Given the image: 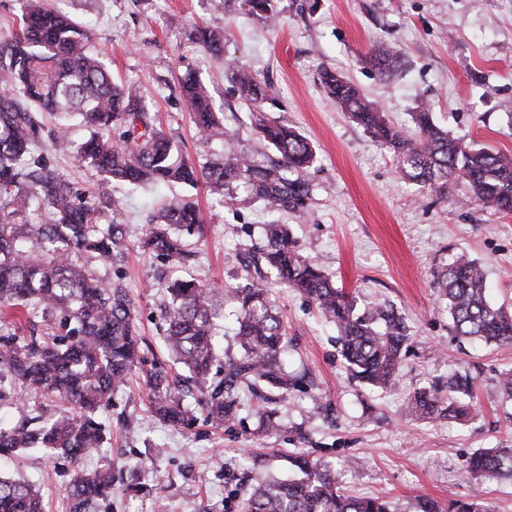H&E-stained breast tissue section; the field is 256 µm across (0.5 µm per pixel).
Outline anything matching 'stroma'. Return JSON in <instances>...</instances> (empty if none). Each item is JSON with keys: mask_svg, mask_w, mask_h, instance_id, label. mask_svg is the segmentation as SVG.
Returning a JSON list of instances; mask_svg holds the SVG:
<instances>
[{"mask_svg": "<svg viewBox=\"0 0 512 512\" xmlns=\"http://www.w3.org/2000/svg\"><path fill=\"white\" fill-rule=\"evenodd\" d=\"M89 24L92 44L113 77L144 96L164 131L188 158L206 163L223 144L203 140L190 121L179 77L195 73L210 92L224 126L241 148L272 155L255 132V116L226 76L225 65H248L271 86L269 118L295 126L313 144L315 163L306 215L280 214L296 250L356 298L358 308L387 306L409 327L410 346L398 375L384 389L352 380L340 356L337 331L316 307L268 275L269 297L288 330L284 361L302 374L297 390L275 404L276 431L258 430L260 403L249 390L235 396L223 429L204 419L188 428L160 423L149 407L144 374L167 366L159 302L163 265L141 241L151 215L165 200L194 201L205 224L186 274L231 290L242 285L240 256L262 246L268 216L236 189L224 204L203 189L182 185L133 188L112 183L125 201L120 215L129 250L120 272L138 306L145 361L125 392L102 414L109 443L86 468L142 467L153 494L112 493V512H237L238 480L273 472L291 477L288 456L308 454L332 464L354 496H378L398 512L418 498L441 506L481 497L498 512H512V481L474 478L470 457L512 448V402L497 379L512 367V345H475L453 334L434 286L457 257L478 262L489 299L512 310V215L483 208L456 191L441 199L404 180L391 150L337 110L320 86L330 68L353 81L395 126L413 129L412 114L427 105L437 123L480 146L512 153V0H278L280 19L269 25L249 15L240 0H46ZM223 28L224 54L188 41L193 24ZM399 57L396 71L379 76L367 61L374 46ZM469 372L477 415L471 420H414L409 396L450 374ZM322 398L315 408L314 398ZM0 473L24 479L43 496L46 512H71L66 488L73 466L36 448L0 459Z\"/></svg>", "mask_w": 512, "mask_h": 512, "instance_id": "1", "label": "stroma"}]
</instances>
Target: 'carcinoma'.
Masks as SVG:
<instances>
[{"instance_id": "1", "label": "carcinoma", "mask_w": 512, "mask_h": 512, "mask_svg": "<svg viewBox=\"0 0 512 512\" xmlns=\"http://www.w3.org/2000/svg\"><path fill=\"white\" fill-rule=\"evenodd\" d=\"M242 6L267 22L276 17L272 0H243ZM189 37L223 55L221 30L196 26ZM367 60L382 75L396 64L382 47L373 48ZM229 70L241 98L256 112L259 140L278 159L264 161L235 148L205 86L188 74L180 80V92L198 133L225 145L221 158L195 164L174 137L155 125L136 90L112 79L88 27L44 7L41 0H26L19 31L0 42V380L10 381L8 387L0 384V405L15 403L18 388L60 404L51 415L25 412L14 425L1 427L0 453L40 448L77 464L99 452L107 443V429L98 414L144 362L136 302L121 279H112V268L124 261L129 245L126 225L117 220L122 202L105 191L89 196L76 190L49 156L72 152L103 184L201 185L220 202L242 187L268 211L306 214L311 187L303 170L316 160L312 143L298 130L265 118L263 106L271 96L256 73L243 64ZM320 82L336 107L392 150L409 181L446 198L462 186L483 207L512 214V154L450 136L425 106L413 113L415 129L408 134L390 125L343 75L325 68ZM33 106L59 119L79 118L88 135L78 142L63 124L57 136L45 141ZM108 211L111 223H100ZM261 229L266 249L247 256L246 268L263 261L283 284L308 298L336 324L340 352L353 378L387 387L409 340L404 318L387 307L357 310L352 296L295 250L286 225L263 224ZM201 235L194 203L169 201L154 212L143 246L165 261L186 265L195 256L189 238ZM96 262L106 265L105 272L94 268ZM435 287L447 302L455 335L512 344V312L489 302L475 262L458 259L437 277ZM166 289L168 298L160 304L162 334L182 374L173 381L162 369L147 373L155 417L173 427L190 425L195 415L180 384L189 380L201 394L206 421L222 428L232 417L233 394L246 383L262 401L256 411L258 430L276 429L270 405L288 396L298 380L284 363L287 332L262 282L254 279L233 294L241 354L227 356L224 381L214 388L207 380L224 354L215 336L216 321L224 315V290L178 278ZM31 308L39 311L46 332L20 336ZM471 389L470 375L456 372L444 387L415 391L407 413L472 419ZM291 465L296 471L291 479L266 475L247 481L240 512H396L382 497L344 493L336 470L306 454L293 457ZM469 468L476 477L512 480V448L477 453ZM113 489L112 464L76 470L68 489L72 512H110ZM451 509L497 512L481 500L456 501ZM0 512H43V505L31 484L0 476Z\"/></svg>"}]
</instances>
